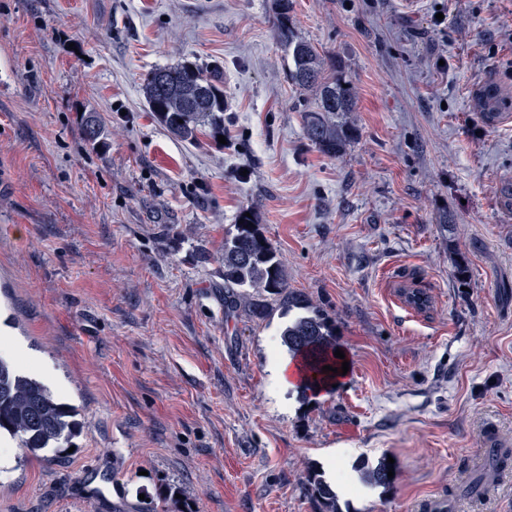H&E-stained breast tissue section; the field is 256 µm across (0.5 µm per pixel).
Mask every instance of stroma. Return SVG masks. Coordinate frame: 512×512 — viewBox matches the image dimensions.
Wrapping results in <instances>:
<instances>
[{"label":"stroma","mask_w":512,"mask_h":512,"mask_svg":"<svg viewBox=\"0 0 512 512\" xmlns=\"http://www.w3.org/2000/svg\"><path fill=\"white\" fill-rule=\"evenodd\" d=\"M290 16L356 91L340 156L306 136L273 0H0V341L82 424L71 452L0 437V512H140L168 486L185 512H320L313 469L341 512H512V467L482 471L490 439L512 448V0ZM184 60L219 65L223 138L149 112L144 74ZM244 210L336 321L350 369L321 394L271 393L281 305L224 308ZM387 457L392 483L364 484ZM305 490L317 502L321 501L324 512H338L336 492L331 485L325 482L318 472H311L308 475Z\"/></svg>","instance_id":"stroma-1"}]
</instances>
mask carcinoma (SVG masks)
Returning a JSON list of instances; mask_svg holds the SVG:
<instances>
[{"mask_svg":"<svg viewBox=\"0 0 512 512\" xmlns=\"http://www.w3.org/2000/svg\"><path fill=\"white\" fill-rule=\"evenodd\" d=\"M277 40L288 48L289 76L301 89L318 91L316 105L303 112L307 138L325 155L342 153L353 136L342 117L356 106V93L346 80L325 73L324 60L308 42L293 31L290 20L292 0H274ZM149 111L173 136L191 143L208 127L213 136L224 134V81L221 73L205 70L185 60L155 68L141 85ZM83 134L93 146L101 144L103 130L97 121L87 119ZM242 224L224 239V304L229 309L245 305L249 314L265 319L272 310L270 300L292 309H303L281 332L288 351L304 357L313 385L325 383L334 373L322 371L338 367L334 355L335 325L324 311L311 307L300 294L288 290L285 270L271 243L261 234L253 218L240 214ZM242 288L255 293L244 294ZM77 409L62 401L41 377L18 363L0 357V432L7 433L19 447L31 452L51 446L69 445L77 435L74 417ZM512 463V450L491 448L484 470L494 471ZM390 464L379 462L362 472L370 485L386 486ZM305 490L323 505V512H338L336 492L319 473H309Z\"/></svg>","mask_w":512,"mask_h":512,"instance_id":"1","label":"carcinoma"}]
</instances>
